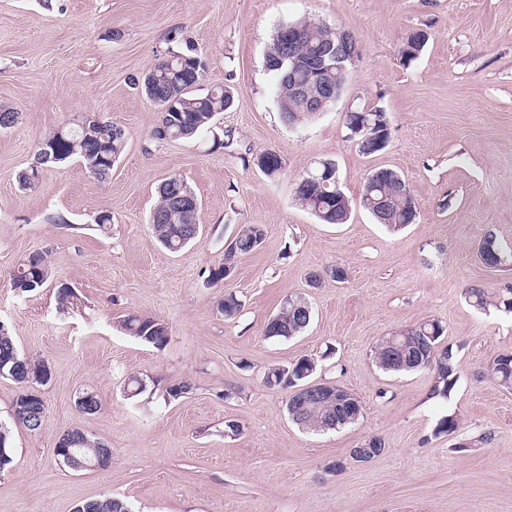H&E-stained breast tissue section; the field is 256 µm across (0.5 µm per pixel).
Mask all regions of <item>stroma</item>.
I'll use <instances>...</instances> for the list:
<instances>
[{
    "instance_id": "1",
    "label": "stroma",
    "mask_w": 512,
    "mask_h": 512,
    "mask_svg": "<svg viewBox=\"0 0 512 512\" xmlns=\"http://www.w3.org/2000/svg\"><path fill=\"white\" fill-rule=\"evenodd\" d=\"M304 19L354 33L360 58L335 107L291 125L265 53L280 25ZM416 30L428 41L407 64L401 47ZM179 39L207 61L202 89L227 87L233 104L197 137L159 141L157 108L133 80ZM0 103L19 113L0 129V323L52 372L37 432L14 422L20 386L0 378L14 449L0 512H75L101 496L132 512H512V391L488 371L512 350V313L464 296L512 288V262L489 268L477 257L486 232L512 242V0H0ZM363 107L390 124L387 148L373 155L346 129V113ZM84 112L126 134L111 176L73 160L22 189L39 141ZM228 130L233 142L215 148ZM268 149L283 161L274 179L254 164ZM323 159L353 203L346 223H320L294 200L299 176ZM381 167L400 172L415 199V222L396 233L359 204ZM174 173L200 217L198 236L176 253L149 227ZM104 212L112 222L102 230L94 219ZM246 224L262 225L261 246L208 283ZM41 250L50 280L14 292L11 273ZM335 265L345 280L328 275ZM63 286L77 308L60 310ZM229 293L243 303L230 320L217 309ZM293 295L308 300L310 325L266 338ZM132 312L167 323L164 347L121 330ZM424 319L445 326L457 353L445 397L433 395L431 372L388 374L373 361L384 336ZM304 356L317 358L316 379L360 398L356 424L313 432L289 419L285 391L262 377ZM131 375L145 382L132 398ZM184 379L191 391L168 397ZM85 391L98 413L77 411ZM448 415L458 431L437 433ZM74 426L111 448L108 468L78 472L58 459L56 442ZM374 435L384 452L353 460Z\"/></svg>"
}]
</instances>
